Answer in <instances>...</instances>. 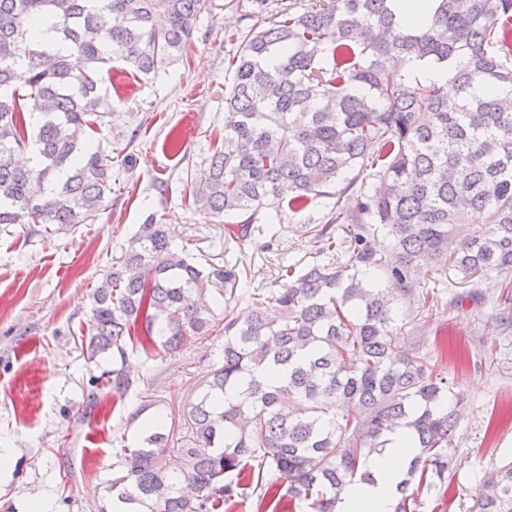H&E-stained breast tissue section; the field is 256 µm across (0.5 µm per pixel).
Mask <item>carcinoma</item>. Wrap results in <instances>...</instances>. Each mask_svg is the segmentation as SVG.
<instances>
[{"instance_id": "cac0c4a2", "label": "carcinoma", "mask_w": 512, "mask_h": 512, "mask_svg": "<svg viewBox=\"0 0 512 512\" xmlns=\"http://www.w3.org/2000/svg\"><path fill=\"white\" fill-rule=\"evenodd\" d=\"M208 2L0 0V224L61 231L95 219L112 193V166L87 136L110 108L100 70L117 58L149 76L183 57ZM392 3L315 0L235 34L224 137L237 149L214 152L189 197L242 252L252 225L281 219L270 203L299 213L331 199L328 223L308 229L330 259L281 267L271 307L242 322L251 269L205 272L173 250L167 225H140L92 294L86 351L112 357L105 386L121 398L138 388L128 344L149 359L214 330L215 280L222 363L189 411L192 440L169 447L175 418L154 415L112 464L101 512H221L248 460L262 467L261 502L285 488L336 512L399 430L420 453L394 512H416L421 488L448 481L459 393L434 346L401 342L396 302L419 261L495 273L512 289V0H437L425 29L400 25ZM408 58L448 64L460 97L411 76ZM474 212L484 223H470ZM476 503L512 512V461L483 475Z\"/></svg>"}]
</instances>
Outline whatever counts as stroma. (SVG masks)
I'll return each instance as SVG.
<instances>
[{
	"label": "stroma",
	"instance_id": "stroma-1",
	"mask_svg": "<svg viewBox=\"0 0 512 512\" xmlns=\"http://www.w3.org/2000/svg\"><path fill=\"white\" fill-rule=\"evenodd\" d=\"M257 21L252 0H209L186 56L150 77L115 61L101 89L112 112L88 136L112 165V192L92 223L44 232L37 224L0 225V512H99L112 465L136 447L134 412L182 415L203 391L224 346L219 333L154 359L133 351L128 367L137 392L113 398L91 381L109 367L87 358L92 293L112 258L147 218L167 225L175 250L203 270L239 261L251 267L254 294L245 315L267 305L281 266L316 262L304 226L324 223L329 201L314 200L279 224L255 225L247 253L225 249V227L197 209L186 182L224 138V92L238 51L234 33ZM496 275L463 277L453 268H419L399 304L400 335L448 349V378L462 394L455 431L458 467L448 492H425L419 512H476V484L512 456V305ZM96 391L98 402L87 407Z\"/></svg>",
	"mask_w": 512,
	"mask_h": 512
}]
</instances>
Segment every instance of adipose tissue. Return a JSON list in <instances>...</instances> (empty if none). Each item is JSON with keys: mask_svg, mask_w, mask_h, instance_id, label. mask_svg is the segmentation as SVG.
<instances>
[{"mask_svg": "<svg viewBox=\"0 0 512 512\" xmlns=\"http://www.w3.org/2000/svg\"><path fill=\"white\" fill-rule=\"evenodd\" d=\"M417 453L406 432L392 435L386 448L366 463L372 482L348 487L340 496L336 512H393L397 487Z\"/></svg>", "mask_w": 512, "mask_h": 512, "instance_id": "obj_1", "label": "adipose tissue"}]
</instances>
